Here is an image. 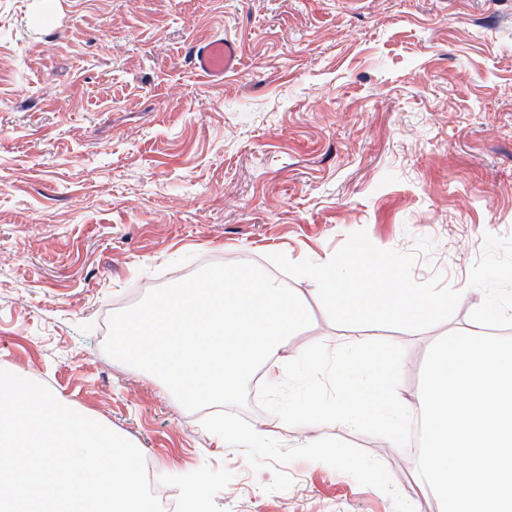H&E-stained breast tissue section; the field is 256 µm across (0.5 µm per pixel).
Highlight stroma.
<instances>
[{
  "label": "stroma",
  "instance_id": "stroma-1",
  "mask_svg": "<svg viewBox=\"0 0 512 512\" xmlns=\"http://www.w3.org/2000/svg\"><path fill=\"white\" fill-rule=\"evenodd\" d=\"M241 47L195 73L192 43ZM468 289L422 331L334 324L308 278L288 341L383 340L409 360L469 327L486 234L512 237V0H0V364L49 382L211 512H437L411 451L342 424L280 427L257 399L191 412L104 351L114 313L210 263L328 260L356 231ZM266 424L250 443L219 423ZM328 443L348 468L316 462ZM240 49L236 41L223 36H212L192 47L191 56L195 70L214 82H223L224 76L238 68ZM206 483V478L200 474L187 480L182 498V512H211L205 493Z\"/></svg>",
  "mask_w": 512,
  "mask_h": 512
}]
</instances>
